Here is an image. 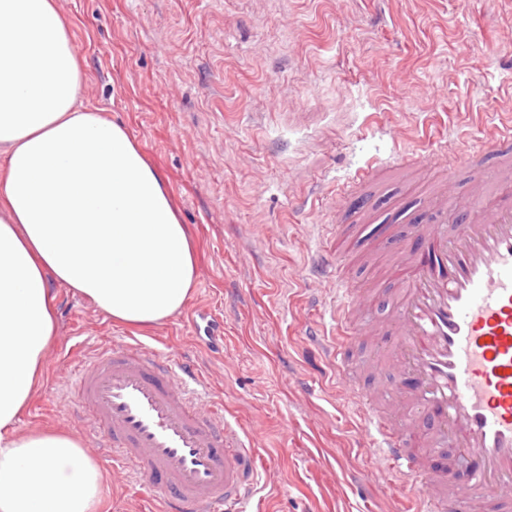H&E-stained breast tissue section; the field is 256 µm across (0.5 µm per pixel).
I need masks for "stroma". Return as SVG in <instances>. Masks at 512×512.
<instances>
[{"instance_id": "1", "label": "stroma", "mask_w": 512, "mask_h": 512, "mask_svg": "<svg viewBox=\"0 0 512 512\" xmlns=\"http://www.w3.org/2000/svg\"><path fill=\"white\" fill-rule=\"evenodd\" d=\"M86 83L83 106L121 122L165 181L197 282L163 323L130 328L53 285L59 332L20 431L76 437L106 474L101 512H157L148 482L103 456L65 385L66 358L109 338L195 359L255 438L252 512H403L307 327H327L309 259L342 228L351 287L388 280L397 245L366 235L347 195L416 214L472 175L469 143L512 116V0H58ZM448 151L455 171L432 163ZM374 165L372 176L356 172ZM222 325L223 350L196 317Z\"/></svg>"}]
</instances>
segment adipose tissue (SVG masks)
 Masks as SVG:
<instances>
[{"instance_id": "obj_1", "label": "adipose tissue", "mask_w": 512, "mask_h": 512, "mask_svg": "<svg viewBox=\"0 0 512 512\" xmlns=\"http://www.w3.org/2000/svg\"><path fill=\"white\" fill-rule=\"evenodd\" d=\"M57 0H0V512H98L103 473L61 430L18 425L57 335L51 283L130 326L178 313L195 250L124 126L79 107Z\"/></svg>"}]
</instances>
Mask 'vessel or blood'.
<instances>
[{
    "label": "vessel or blood",
    "mask_w": 512,
    "mask_h": 512,
    "mask_svg": "<svg viewBox=\"0 0 512 512\" xmlns=\"http://www.w3.org/2000/svg\"><path fill=\"white\" fill-rule=\"evenodd\" d=\"M472 156L512 157V124ZM451 198L402 228L391 287L356 294L321 249L327 356L389 485L416 480L414 512H512V199L476 216L470 183ZM377 298L393 309L380 320ZM362 336L380 342L392 382L362 384L366 368L350 359ZM68 372L113 467L147 480L160 512H249L255 444L193 364L133 341L101 344Z\"/></svg>",
    "instance_id": "1"
}]
</instances>
